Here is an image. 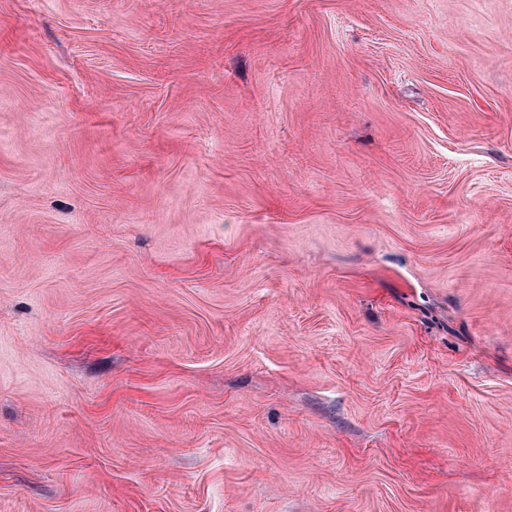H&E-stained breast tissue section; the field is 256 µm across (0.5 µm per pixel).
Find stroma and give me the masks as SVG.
Returning <instances> with one entry per match:
<instances>
[{
    "label": "stroma",
    "instance_id": "stroma-1",
    "mask_svg": "<svg viewBox=\"0 0 512 512\" xmlns=\"http://www.w3.org/2000/svg\"><path fill=\"white\" fill-rule=\"evenodd\" d=\"M0 512H512V0H0Z\"/></svg>",
    "mask_w": 512,
    "mask_h": 512
}]
</instances>
